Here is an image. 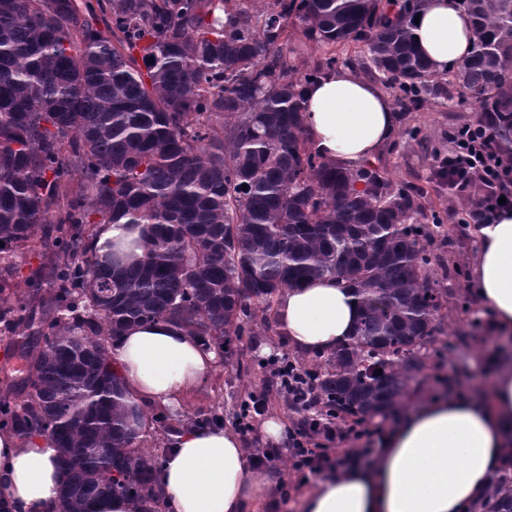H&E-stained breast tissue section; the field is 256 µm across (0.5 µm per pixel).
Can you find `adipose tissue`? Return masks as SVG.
I'll use <instances>...</instances> for the list:
<instances>
[{"label":"adipose tissue","mask_w":512,"mask_h":512,"mask_svg":"<svg viewBox=\"0 0 512 512\" xmlns=\"http://www.w3.org/2000/svg\"><path fill=\"white\" fill-rule=\"evenodd\" d=\"M411 24L414 46L435 73L469 58L475 42L458 0H424ZM305 135L325 160L354 167L375 159L395 136L400 114L375 82L349 69L327 71L304 86ZM144 227L105 224L90 246L126 260L143 254ZM471 266L479 307L500 348L494 378L481 396L427 397L388 427L371 466L318 480L301 512H463L481 497L512 447V212L479 225ZM279 331L296 351L331 353L347 344L361 306L334 277L286 289L275 304ZM112 356L135 403L178 408L182 393L207 380L217 355L165 320L142 322L112 341ZM66 478L54 442L0 432V503L9 512H53ZM232 429L186 425L170 436L155 487L166 512H244L263 492Z\"/></svg>","instance_id":"adipose-tissue-1"}]
</instances>
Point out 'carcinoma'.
I'll return each mask as SVG.
<instances>
[{"label": "carcinoma", "mask_w": 512, "mask_h": 512, "mask_svg": "<svg viewBox=\"0 0 512 512\" xmlns=\"http://www.w3.org/2000/svg\"><path fill=\"white\" fill-rule=\"evenodd\" d=\"M422 2L0 0V293L44 290L50 304L37 322L0 306L32 388H0V429L55 441L58 512L108 495L141 512L159 503L151 421L109 350L138 322L173 321L229 360L232 337L271 329L285 289L341 278L361 318L313 372L322 410L353 422L406 405L441 296L430 232L410 223L419 192L311 148L300 87L336 57L298 76L285 49L296 25L318 48L362 42L399 104L417 108L437 90L409 28ZM459 2L476 43L454 83L512 113V0ZM103 224L147 225L142 257L101 261L89 243ZM19 250L51 253V273L18 276L4 257ZM507 458L466 512H512Z\"/></svg>", "instance_id": "1"}]
</instances>
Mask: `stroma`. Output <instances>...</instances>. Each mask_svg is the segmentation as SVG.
<instances>
[{
    "label": "stroma",
    "mask_w": 512,
    "mask_h": 512,
    "mask_svg": "<svg viewBox=\"0 0 512 512\" xmlns=\"http://www.w3.org/2000/svg\"><path fill=\"white\" fill-rule=\"evenodd\" d=\"M437 85V94L405 113L394 139L374 161L375 167L393 184L407 185L420 192L421 223H430L436 212L446 216L443 226L434 230L427 244L432 256L431 276L445 294L438 317L439 330L433 342L425 344L419 352L425 363V375L411 393L415 399L436 390L440 378L456 392L486 391L493 377L486 360L496 349L488 319L480 314L476 304V286L470 276L471 259L478 243L474 227L467 224L466 217L474 199L451 194L447 183L431 172L434 156L447 154L451 146L450 131L474 119L475 114L458 95L451 74L439 76ZM443 341L457 347L454 355L444 359L436 354ZM232 348V359L216 364L206 383L183 395L179 415L151 426L147 452H154L156 444L166 442L171 429L212 410L223 412L225 426H233L247 392L268 384L265 349L288 354L290 359L309 366L318 361L317 355L292 350L287 338L275 330L233 341ZM266 476L264 495L252 502L247 512H286L282 507L273 508L272 503L280 495L293 500L299 494L287 461L274 462Z\"/></svg>",
    "instance_id": "35a3bbf8"
}]
</instances>
